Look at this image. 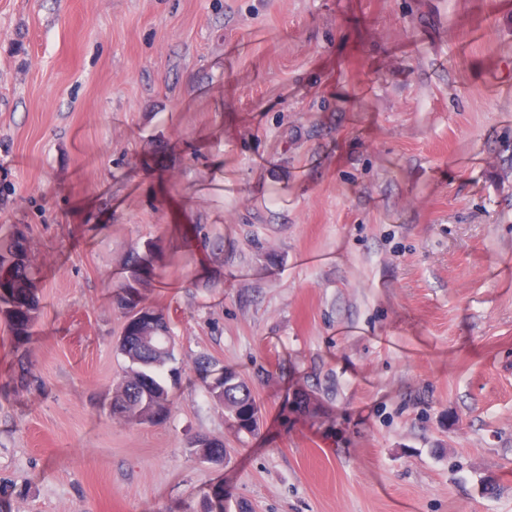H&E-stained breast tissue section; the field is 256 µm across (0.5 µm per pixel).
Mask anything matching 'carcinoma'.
I'll use <instances>...</instances> for the list:
<instances>
[{
  "instance_id": "carcinoma-1",
  "label": "carcinoma",
  "mask_w": 512,
  "mask_h": 512,
  "mask_svg": "<svg viewBox=\"0 0 512 512\" xmlns=\"http://www.w3.org/2000/svg\"><path fill=\"white\" fill-rule=\"evenodd\" d=\"M133 280L142 281V273L150 265L149 257L137 253L131 254L127 261ZM36 273L26 257V245L23 235L9 225H0V315L11 325L15 335L22 340L29 335V327L36 317L38 310V297L36 295ZM125 314L134 310L146 314L153 309L144 303L142 295L135 288L128 289L125 296L119 301ZM159 336L155 348L144 353L139 349L138 336L142 335V328L134 322H126L124 335L128 336V346L119 347L124 356H130L131 361L127 367L126 376L115 395H126L127 417L132 421L139 410L138 389L140 383L150 380L160 388L167 387L162 369L167 363L175 360L174 345L169 334L168 326L164 322L157 324ZM218 406H224L227 419L236 425V432L253 434L259 430L260 409L256 404L250 388L241 380L237 373L231 369H224V392ZM202 512H228L224 504V489L217 488L212 495L204 498Z\"/></svg>"
}]
</instances>
